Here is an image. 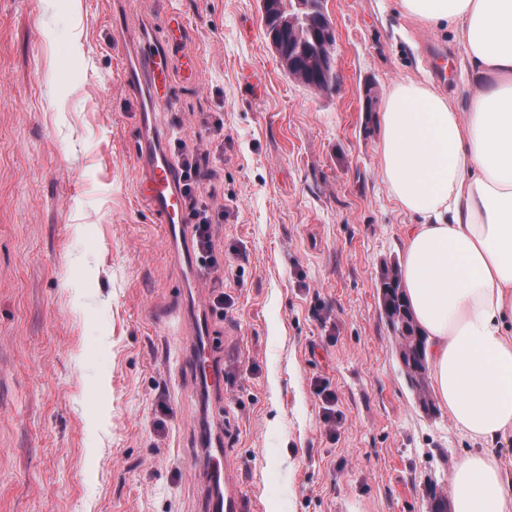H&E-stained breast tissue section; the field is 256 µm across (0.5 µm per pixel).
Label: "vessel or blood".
<instances>
[{"label":"vessel or blood","instance_id":"1","mask_svg":"<svg viewBox=\"0 0 512 512\" xmlns=\"http://www.w3.org/2000/svg\"><path fill=\"white\" fill-rule=\"evenodd\" d=\"M128 29V22L116 24L114 46L124 60V82L140 104L134 144L139 162V195L162 224L165 242L174 259L190 270L195 266V250L185 222L180 167L166 152V137L154 120L155 112L167 104L157 92L170 82L168 48L147 30L128 38ZM179 367L206 379L216 396L213 415L216 420H223L224 370L215 355L214 342L206 335L204 320H192L187 352ZM199 443L208 450V489L202 498L204 512H249V501L227 464L219 437L205 433Z\"/></svg>","mask_w":512,"mask_h":512}]
</instances>
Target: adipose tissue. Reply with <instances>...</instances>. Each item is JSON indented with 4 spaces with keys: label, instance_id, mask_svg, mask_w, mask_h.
<instances>
[{
    "label": "adipose tissue",
    "instance_id": "adipose-tissue-1",
    "mask_svg": "<svg viewBox=\"0 0 512 512\" xmlns=\"http://www.w3.org/2000/svg\"><path fill=\"white\" fill-rule=\"evenodd\" d=\"M426 27L455 28L477 75L467 111L408 80L380 114L379 168L405 225L400 280L426 342L435 398L453 425L512 437V0H399ZM452 512H512L495 459L461 456Z\"/></svg>",
    "mask_w": 512,
    "mask_h": 512
}]
</instances>
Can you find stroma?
<instances>
[{"mask_svg": "<svg viewBox=\"0 0 512 512\" xmlns=\"http://www.w3.org/2000/svg\"><path fill=\"white\" fill-rule=\"evenodd\" d=\"M334 91L283 68L261 0H0V512H199L211 399L177 369L182 304L214 287L184 268L138 195V112L113 48L117 14L167 41L157 125L216 150L204 199L224 209L228 464L255 512H434L466 453L489 444L423 406L381 300L410 218L378 171L395 83L465 108L475 77L453 29L397 0H325ZM342 420L322 422L313 380ZM314 393L322 403V419L330 435L335 436L336 425L340 422V415L336 411V391L332 389L329 378L316 377L314 380Z\"/></svg>", "mask_w": 512, "mask_h": 512, "instance_id": "35a3bbf8", "label": "stroma"}]
</instances>
